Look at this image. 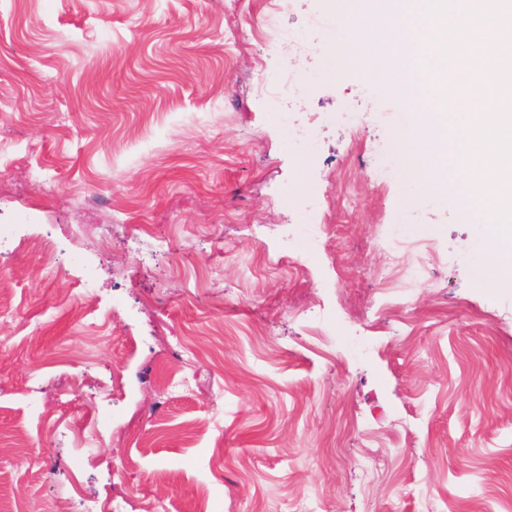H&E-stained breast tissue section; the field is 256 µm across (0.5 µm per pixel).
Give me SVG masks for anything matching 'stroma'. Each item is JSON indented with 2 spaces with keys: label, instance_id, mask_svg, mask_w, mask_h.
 <instances>
[{
  "label": "stroma",
  "instance_id": "35a3bbf8",
  "mask_svg": "<svg viewBox=\"0 0 512 512\" xmlns=\"http://www.w3.org/2000/svg\"><path fill=\"white\" fill-rule=\"evenodd\" d=\"M332 7L0 0L5 512H512V287L410 199L401 89L331 53Z\"/></svg>",
  "mask_w": 512,
  "mask_h": 512
}]
</instances>
